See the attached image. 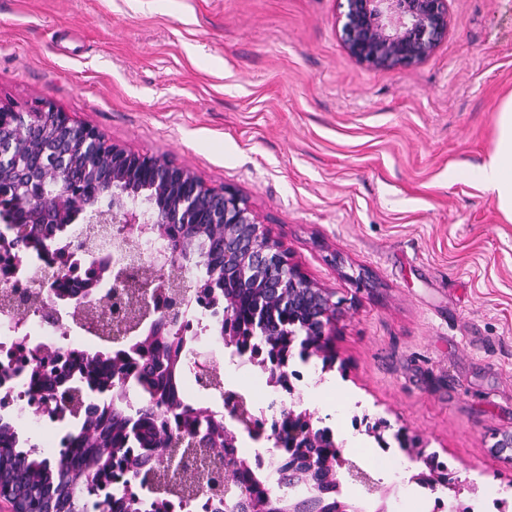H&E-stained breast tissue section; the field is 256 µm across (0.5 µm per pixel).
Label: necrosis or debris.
I'll return each instance as SVG.
<instances>
[{"label": "necrosis or debris", "instance_id": "necrosis-or-debris-1", "mask_svg": "<svg viewBox=\"0 0 512 512\" xmlns=\"http://www.w3.org/2000/svg\"><path fill=\"white\" fill-rule=\"evenodd\" d=\"M154 267L163 280L179 281V294L170 288L150 289L145 301L132 293L140 264ZM195 265L174 261L165 240L150 224H99L94 232L79 230L57 235L37 250L17 242L7 225L0 224V417L10 421L17 438L33 440L45 459L60 453L78 457L83 440L75 436L77 422L100 419L111 425L115 416L139 420L145 436L158 429L178 431L176 413H141L143 394L131 380L111 383L86 393L83 407L73 414L56 401L57 391L80 375L86 359H99L101 376H110L112 356L125 354L132 375L147 359L139 348L144 328L166 321L170 302L180 316L168 326L183 354V376L175 388L182 407L204 412L210 426L224 424V393L216 382L237 381L253 411L260 441L238 442L224 449L227 460L246 461L236 478L242 485L259 484L272 498L308 494L304 485L289 484L281 473L283 449L275 445L272 427L286 412L285 389L271 381L261 361L226 355L224 342L213 328L224 314V298L199 286ZM141 461L131 476L115 461L112 481L98 488L95 499L102 512H234L224 497V475L201 485L192 496L156 491L152 483L168 469V456L152 448L136 449Z\"/></svg>", "mask_w": 512, "mask_h": 512}]
</instances>
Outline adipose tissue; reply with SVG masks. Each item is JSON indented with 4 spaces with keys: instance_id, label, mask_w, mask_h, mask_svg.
I'll use <instances>...</instances> for the list:
<instances>
[{
    "instance_id": "1",
    "label": "adipose tissue",
    "mask_w": 512,
    "mask_h": 512,
    "mask_svg": "<svg viewBox=\"0 0 512 512\" xmlns=\"http://www.w3.org/2000/svg\"><path fill=\"white\" fill-rule=\"evenodd\" d=\"M497 137L486 163L478 170L484 192L495 197L499 209L512 220V96L497 111Z\"/></svg>"
}]
</instances>
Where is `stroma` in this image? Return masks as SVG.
I'll return each mask as SVG.
<instances>
[{
    "instance_id": "stroma-1",
    "label": "stroma",
    "mask_w": 512,
    "mask_h": 512,
    "mask_svg": "<svg viewBox=\"0 0 512 512\" xmlns=\"http://www.w3.org/2000/svg\"><path fill=\"white\" fill-rule=\"evenodd\" d=\"M340 0H0V105L50 103L108 143L251 206L341 305L301 408L374 471L390 512H496L512 489V222L477 183L512 94V0H448L419 66L345 51ZM386 420L388 446L367 433ZM444 462L413 480L396 436Z\"/></svg>"
}]
</instances>
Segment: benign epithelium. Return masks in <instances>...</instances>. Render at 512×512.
<instances>
[{
	"label": "benign epithelium",
	"mask_w": 512,
	"mask_h": 512,
	"mask_svg": "<svg viewBox=\"0 0 512 512\" xmlns=\"http://www.w3.org/2000/svg\"><path fill=\"white\" fill-rule=\"evenodd\" d=\"M341 39L351 58L368 69L406 70L429 58L448 33V0H346ZM106 166L97 194L84 198L74 175L77 162ZM19 184L26 191L23 218L27 224H48L72 212L84 224L195 223L224 231V270L237 274L239 287L258 292L264 306L303 303L310 314L303 323L306 336H328L339 303L326 289L288 261L279 241L258 224L247 202L235 191L206 187L188 168L164 159L105 143L100 132L45 103L29 112L0 106V182ZM224 447L237 434L253 429L246 398L224 392ZM277 447L288 449V480L305 483L312 492L288 502V512H351L343 501L327 499L340 493L338 474L344 470L368 493L377 482L345 458L326 428L313 426V415L291 409L276 424ZM410 457L425 470L412 476L421 485L441 482L438 459L422 449Z\"/></svg>",
	"instance_id": "7a95c632"
}]
</instances>
